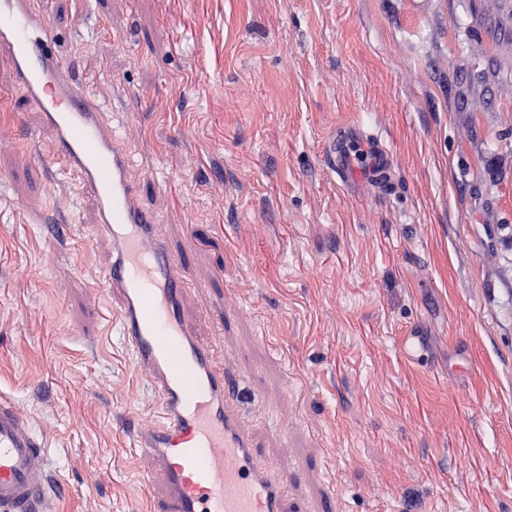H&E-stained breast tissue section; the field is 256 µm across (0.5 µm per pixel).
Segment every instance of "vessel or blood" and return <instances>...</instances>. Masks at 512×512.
<instances>
[{"mask_svg": "<svg viewBox=\"0 0 512 512\" xmlns=\"http://www.w3.org/2000/svg\"><path fill=\"white\" fill-rule=\"evenodd\" d=\"M52 39L43 0H0V59L52 130L56 159L95 202L97 221L84 226V238L112 244L97 287L117 300L118 334L163 416L137 433L133 448L149 463L144 481L161 488L156 512H301L288 470L259 453L235 406L234 381L186 311L187 261L142 205L122 137L60 63ZM323 157L339 179L359 170L378 190L393 182V155L379 135L342 129ZM48 469L45 440L0 396V512H57L59 481Z\"/></svg>", "mask_w": 512, "mask_h": 512, "instance_id": "b4317fda", "label": "vessel or blood"}]
</instances>
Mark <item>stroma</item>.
I'll return each instance as SVG.
<instances>
[{
	"label": "stroma",
	"instance_id": "35a3bbf8",
	"mask_svg": "<svg viewBox=\"0 0 512 512\" xmlns=\"http://www.w3.org/2000/svg\"><path fill=\"white\" fill-rule=\"evenodd\" d=\"M48 11L59 60L124 115L186 310L303 512H512V0ZM355 125L393 152L391 193L325 164ZM52 144L0 62V396L47 440L58 512H148L131 448L157 404Z\"/></svg>",
	"mask_w": 512,
	"mask_h": 512
}]
</instances>
